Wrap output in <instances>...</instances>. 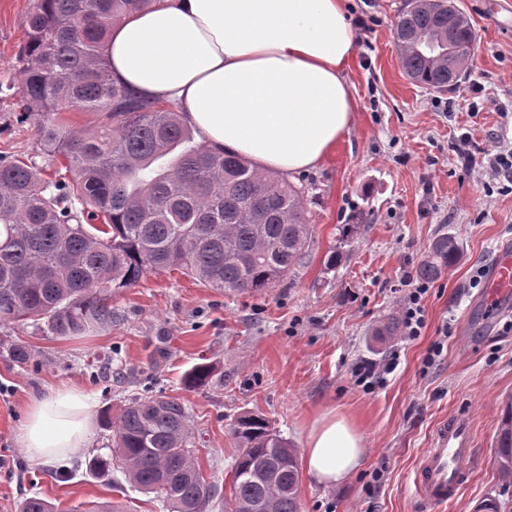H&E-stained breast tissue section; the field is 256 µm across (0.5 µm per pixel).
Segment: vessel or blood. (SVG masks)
Instances as JSON below:
<instances>
[{"mask_svg": "<svg viewBox=\"0 0 512 512\" xmlns=\"http://www.w3.org/2000/svg\"><path fill=\"white\" fill-rule=\"evenodd\" d=\"M510 297L512 250L504 248L483 284L482 299L491 307ZM474 446V435L465 417H454L437 427L433 446L422 456L414 477L416 493L425 504L443 505L455 498L468 477L466 462Z\"/></svg>", "mask_w": 512, "mask_h": 512, "instance_id": "b4317fda", "label": "vessel or blood"}]
</instances>
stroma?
<instances>
[{"instance_id": "35a3bbf8", "label": "stroma", "mask_w": 512, "mask_h": 512, "mask_svg": "<svg viewBox=\"0 0 512 512\" xmlns=\"http://www.w3.org/2000/svg\"><path fill=\"white\" fill-rule=\"evenodd\" d=\"M455 3L476 45L469 76L438 92L410 82L400 66L391 28L405 0H347L358 24L348 72L354 122L323 164L289 178L305 190L313 233L303 263L276 287L229 296L186 276L149 273L113 294L117 318L94 335L0 326V512H20L35 495L63 512L112 502L125 512H167L154 494L125 487L120 469L89 471L110 442L102 424L87 456L29 464L16 428L32 398L62 384L88 394L99 417L133 397H180L196 425L199 461L222 492L208 512H231L238 454L231 427L239 416L267 419L298 449L308 425L333 407L361 431L365 456L342 486L301 474V512H426L414 491L416 466L437 426L457 415L469 419L475 448L467 482L439 512H476L490 497L512 512V484L494 457L502 408L512 399V299L490 309L469 285L476 272L491 271L500 249H512V194L485 191L457 147L465 132L477 158L494 135L512 143V0ZM30 10L31 0H0V153L32 159L49 174L52 162L10 90L20 79ZM347 224L356 227L348 237ZM443 233L456 238L459 258L430 280L420 335H380L403 315L405 275H416ZM335 250L340 262L326 267ZM14 342L34 349L27 365L11 361ZM391 357L394 371L373 389L357 386L360 365ZM198 363L213 364L218 380L185 387L184 373Z\"/></svg>"}]
</instances>
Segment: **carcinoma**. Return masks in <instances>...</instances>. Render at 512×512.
<instances>
[{
	"instance_id": "1",
	"label": "carcinoma",
	"mask_w": 512,
	"mask_h": 512,
	"mask_svg": "<svg viewBox=\"0 0 512 512\" xmlns=\"http://www.w3.org/2000/svg\"><path fill=\"white\" fill-rule=\"evenodd\" d=\"M150 0H33L20 52L19 115L33 121L46 177L0 154V325L42 326L83 336L116 318L112 295L146 273L177 272L227 295L262 294L298 266L312 233L305 188L267 175L247 159L194 141L174 109L112 82L101 47L114 23ZM406 77L437 91L469 73L475 34L448 0H407L393 24ZM71 112L101 114L95 131L62 122ZM459 256L455 238L433 241L418 269L436 278ZM215 368L193 366L191 387ZM111 456L91 460L98 474L119 459L127 480L154 492L170 512H206L219 495L195 456L193 426L174 397H135L117 418ZM239 453L230 470L234 512H300L297 451L254 414L231 428ZM501 477L512 481V405L495 444ZM21 512H57L30 497Z\"/></svg>"
}]
</instances>
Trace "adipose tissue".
Segmentation results:
<instances>
[{"instance_id":"obj_1","label":"adipose tissue","mask_w":512,"mask_h":512,"mask_svg":"<svg viewBox=\"0 0 512 512\" xmlns=\"http://www.w3.org/2000/svg\"><path fill=\"white\" fill-rule=\"evenodd\" d=\"M356 52L344 0H152L102 47L111 80L175 104L210 146L288 173L321 165L349 132ZM94 408L74 386L32 399L16 429L28 462L85 454ZM303 446L309 475L327 485L346 482L365 454L359 429L334 408Z\"/></svg>"}]
</instances>
